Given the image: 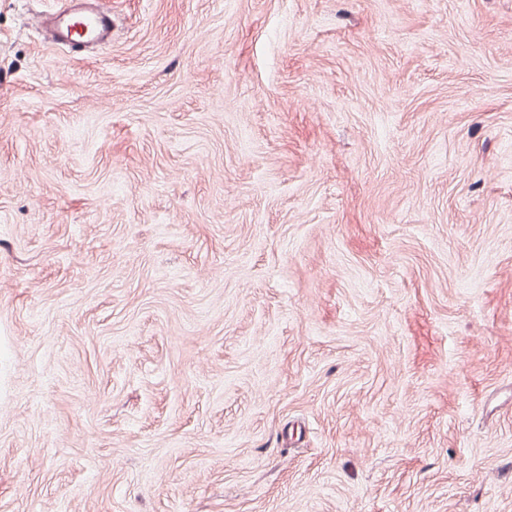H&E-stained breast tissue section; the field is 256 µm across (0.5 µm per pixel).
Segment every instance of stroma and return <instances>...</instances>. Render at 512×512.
<instances>
[{
  "label": "stroma",
  "instance_id": "stroma-1",
  "mask_svg": "<svg viewBox=\"0 0 512 512\" xmlns=\"http://www.w3.org/2000/svg\"><path fill=\"white\" fill-rule=\"evenodd\" d=\"M0 0V512H512V0ZM94 2L66 0L65 7L45 16L41 25L57 45L93 49L112 38V17L100 12Z\"/></svg>",
  "mask_w": 512,
  "mask_h": 512
}]
</instances>
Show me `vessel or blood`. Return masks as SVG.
I'll list each match as a JSON object with an SVG mask.
<instances>
[{"instance_id": "1", "label": "vessel or blood", "mask_w": 512, "mask_h": 512, "mask_svg": "<svg viewBox=\"0 0 512 512\" xmlns=\"http://www.w3.org/2000/svg\"><path fill=\"white\" fill-rule=\"evenodd\" d=\"M42 27L58 45L91 49L112 37V18L100 12L94 0H66L62 9L45 16Z\"/></svg>"}]
</instances>
